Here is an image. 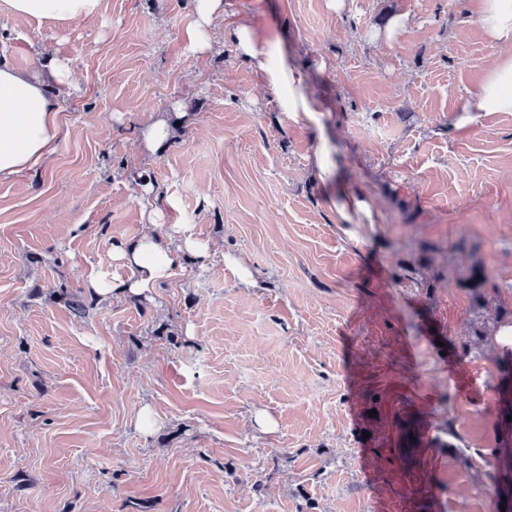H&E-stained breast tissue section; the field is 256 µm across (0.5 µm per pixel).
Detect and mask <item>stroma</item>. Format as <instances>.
<instances>
[{
  "mask_svg": "<svg viewBox=\"0 0 512 512\" xmlns=\"http://www.w3.org/2000/svg\"><path fill=\"white\" fill-rule=\"evenodd\" d=\"M195 0H101L16 20L0 59L77 76L42 164L0 181V512H512V391L474 262L512 307V112L459 109L500 54L476 0H224L300 41L337 109L282 111ZM406 25L388 37L390 19ZM169 135L145 153L142 131ZM327 128L375 224H340L311 160ZM175 224L209 243L151 298L112 246ZM195 17L183 32L184 41L193 51L209 47L207 30L212 22L224 13L223 0H195ZM487 276L483 266L474 265L468 276L462 281L461 286L465 288L471 296L473 305L482 313L490 312L493 316L491 326L485 322L477 321L468 332L469 340L462 343V349L467 351L471 345H486L494 347V331L503 322L512 324V309H503L497 307H489L486 297L485 288ZM492 311V312H491Z\"/></svg>",
  "mask_w": 512,
  "mask_h": 512,
  "instance_id": "obj_1",
  "label": "stroma"
}]
</instances>
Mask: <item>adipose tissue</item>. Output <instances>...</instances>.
<instances>
[{"mask_svg": "<svg viewBox=\"0 0 512 512\" xmlns=\"http://www.w3.org/2000/svg\"><path fill=\"white\" fill-rule=\"evenodd\" d=\"M99 6L100 0H8L11 14L20 20L90 21L97 16ZM223 12V0H196L194 20L183 32L189 49H207V31ZM477 23L491 43L512 46V0H480ZM227 36L237 57L277 95L282 111L304 113L314 123L320 113L328 111L329 100L314 89L310 73L300 61L298 45L286 43L278 32H260L248 19L234 22ZM49 76L58 86L54 97L46 91ZM72 86V72L63 60L49 59L42 70L19 69L0 60V179L38 166L52 155L61 137L60 102ZM461 112L468 122L478 112H512V56L491 64ZM313 168L327 187L325 202L335 212L337 223L376 220L371 201L347 185L330 148L317 150ZM177 252L162 247L149 234L117 242L112 258L131 269L132 281L116 283L92 269L86 274V283L90 291L101 296L119 290L148 293L171 276Z\"/></svg>", "mask_w": 512, "mask_h": 512, "instance_id": "obj_1", "label": "adipose tissue"}]
</instances>
